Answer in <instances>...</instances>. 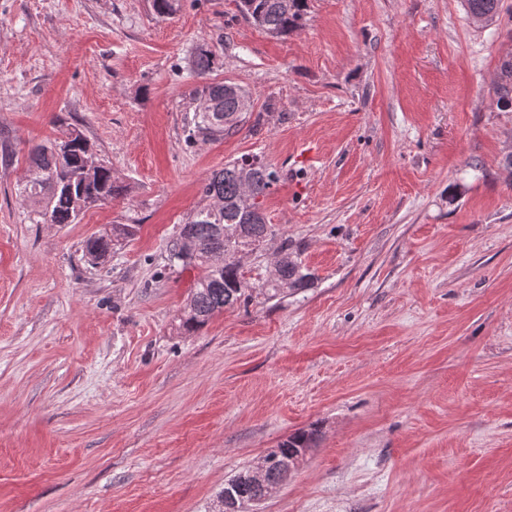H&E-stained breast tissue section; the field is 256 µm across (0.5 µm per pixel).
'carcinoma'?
I'll list each match as a JSON object with an SVG mask.
<instances>
[{"instance_id":"1","label":"carcinoma","mask_w":512,"mask_h":512,"mask_svg":"<svg viewBox=\"0 0 512 512\" xmlns=\"http://www.w3.org/2000/svg\"><path fill=\"white\" fill-rule=\"evenodd\" d=\"M239 12L253 25L274 35H287L300 27L307 0H236ZM467 14L490 25L499 19L503 0H463ZM217 60L216 50L208 42L196 47L192 61L197 77L204 83L192 94L193 126L187 143L199 135L223 136L239 124V115L247 108L242 92L226 93L224 84L207 81ZM501 110L512 112V55L501 59L494 83ZM91 144L76 126L62 135L31 149L24 179L17 184V195L28 209L34 224H72L86 210L112 202L126 194L127 187L112 173V167L94 163ZM249 182L253 211H244L239 203L243 182ZM279 181L276 170L250 159H243L214 171L201 186L203 206L193 211L170 249V265L197 271L190 293L179 316L178 329L194 332L206 326L216 315L245 302L250 286L238 260L227 251L254 252L273 236L266 223L261 198ZM133 224H112L86 243V252L94 261H103L112 249L133 236ZM277 265L268 270L265 294L269 299L308 288L313 274L294 259L290 245L283 242ZM317 429L299 430L271 449L266 458L271 475L281 478L287 464L304 448H310ZM229 489L235 500V512H247L256 495L253 487L231 479Z\"/></svg>"}]
</instances>
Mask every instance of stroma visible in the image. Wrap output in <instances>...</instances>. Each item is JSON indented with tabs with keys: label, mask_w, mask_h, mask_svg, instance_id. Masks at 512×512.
<instances>
[{
	"label": "stroma",
	"mask_w": 512,
	"mask_h": 512,
	"mask_svg": "<svg viewBox=\"0 0 512 512\" xmlns=\"http://www.w3.org/2000/svg\"><path fill=\"white\" fill-rule=\"evenodd\" d=\"M508 14L461 0H308L276 36L235 0H0V512H219L293 432L319 439L260 512H512ZM250 106L187 146L188 67ZM78 125L126 196L34 224L31 148ZM255 158L275 234L248 303L181 333L168 246L203 180ZM139 230L111 261L86 241ZM314 274L262 288L282 242ZM468 16L481 19L484 24L495 23L503 9V0H463ZM494 93L501 110L512 112V55L501 59L494 83ZM135 224H111L86 243V252L93 261H104L112 254V249L121 246L123 241L134 235Z\"/></svg>",
	"instance_id": "stroma-1"
}]
</instances>
